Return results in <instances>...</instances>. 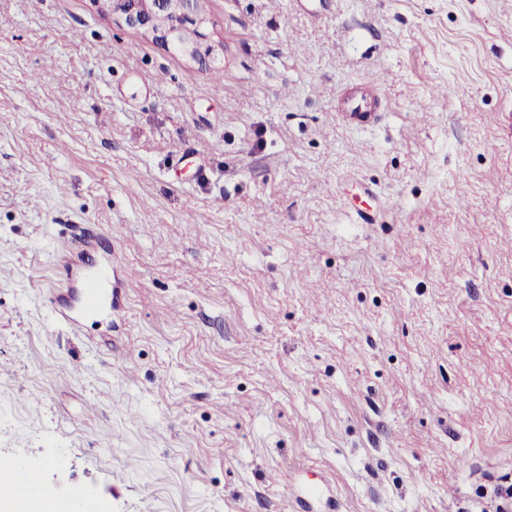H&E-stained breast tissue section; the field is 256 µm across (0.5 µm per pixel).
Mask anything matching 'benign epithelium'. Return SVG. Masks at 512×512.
<instances>
[{
  "instance_id": "7a95c632",
  "label": "benign epithelium",
  "mask_w": 512,
  "mask_h": 512,
  "mask_svg": "<svg viewBox=\"0 0 512 512\" xmlns=\"http://www.w3.org/2000/svg\"><path fill=\"white\" fill-rule=\"evenodd\" d=\"M102 8L124 19L133 28H143L168 49L175 48L201 63L209 61L214 47L206 34L207 17L201 0H97ZM192 28L197 38L181 40L182 32Z\"/></svg>"
}]
</instances>
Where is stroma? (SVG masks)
<instances>
[{
  "instance_id": "obj_1",
  "label": "stroma",
  "mask_w": 512,
  "mask_h": 512,
  "mask_svg": "<svg viewBox=\"0 0 512 512\" xmlns=\"http://www.w3.org/2000/svg\"><path fill=\"white\" fill-rule=\"evenodd\" d=\"M203 7L218 88L0 0V457L103 512H499L512 0ZM376 97L370 91L361 90L346 99L347 111L357 119L367 118L370 112H374Z\"/></svg>"
}]
</instances>
